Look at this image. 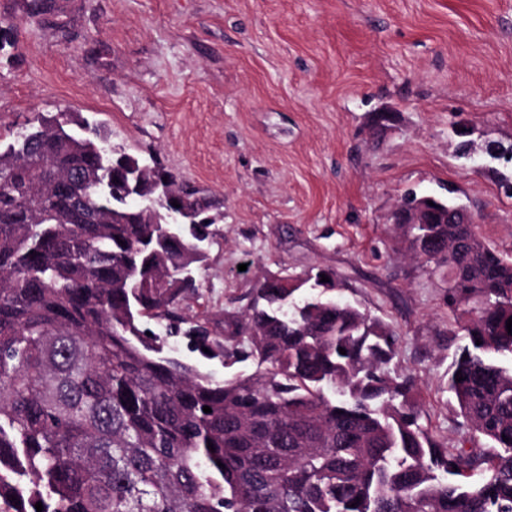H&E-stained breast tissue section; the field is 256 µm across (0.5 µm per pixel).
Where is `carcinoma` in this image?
Instances as JSON below:
<instances>
[{"label":"carcinoma","instance_id":"carcinoma-1","mask_svg":"<svg viewBox=\"0 0 512 512\" xmlns=\"http://www.w3.org/2000/svg\"><path fill=\"white\" fill-rule=\"evenodd\" d=\"M129 176L152 209L122 196ZM212 206L77 113L0 133V512H512V256L474 224L396 225L444 272L448 390L489 442L450 448L389 368L396 332L332 272L265 276L222 344L184 315L216 223L189 217ZM174 330L255 369L217 382L165 352Z\"/></svg>","mask_w":512,"mask_h":512}]
</instances>
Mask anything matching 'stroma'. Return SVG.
I'll return each instance as SVG.
<instances>
[{"label": "stroma", "mask_w": 512, "mask_h": 512, "mask_svg": "<svg viewBox=\"0 0 512 512\" xmlns=\"http://www.w3.org/2000/svg\"><path fill=\"white\" fill-rule=\"evenodd\" d=\"M31 24L0 0L12 60L0 66V130L78 112L113 145L155 157L222 215L188 313L216 339L268 273L335 272L336 296L397 332L422 423L456 445L448 391L459 343L438 274L390 221L406 195L452 199L512 254V0H58ZM387 105L397 120L370 126ZM472 129V158L451 127ZM176 357L224 366L169 336Z\"/></svg>", "instance_id": "35a3bbf8"}]
</instances>
